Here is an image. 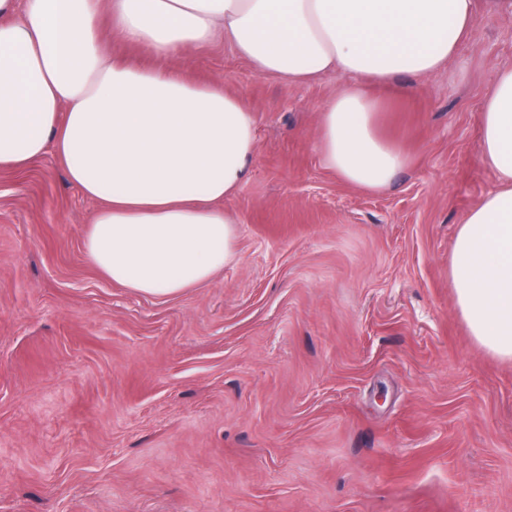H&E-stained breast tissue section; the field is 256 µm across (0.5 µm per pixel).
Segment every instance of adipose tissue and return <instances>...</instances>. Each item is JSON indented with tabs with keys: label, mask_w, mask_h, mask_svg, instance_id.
<instances>
[{
	"label": "adipose tissue",
	"mask_w": 512,
	"mask_h": 512,
	"mask_svg": "<svg viewBox=\"0 0 512 512\" xmlns=\"http://www.w3.org/2000/svg\"><path fill=\"white\" fill-rule=\"evenodd\" d=\"M474 10L475 0H0V167L53 154L101 202L89 261L114 283L174 298L234 258L223 202L256 155L255 118L224 89L108 56L107 43L165 59L221 40L260 75L346 77L318 143L327 168L374 191L408 158L380 134L368 84L434 75ZM481 149L496 186L459 225L449 274L471 336L512 361V68L484 104Z\"/></svg>",
	"instance_id": "ef3b65f1"
}]
</instances>
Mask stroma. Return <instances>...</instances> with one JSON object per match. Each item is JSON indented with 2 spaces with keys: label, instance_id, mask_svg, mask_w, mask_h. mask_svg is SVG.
Returning a JSON list of instances; mask_svg holds the SVG:
<instances>
[{
  "label": "stroma",
  "instance_id": "obj_1",
  "mask_svg": "<svg viewBox=\"0 0 512 512\" xmlns=\"http://www.w3.org/2000/svg\"><path fill=\"white\" fill-rule=\"evenodd\" d=\"M107 50L253 111L235 257L142 295L88 260L99 204L53 154L0 170V512H512V362L471 336L448 271L495 187L481 108L512 13L478 7L434 76L371 87L408 156L378 192L315 143L342 77L291 85L220 41Z\"/></svg>",
  "mask_w": 512,
  "mask_h": 512
}]
</instances>
